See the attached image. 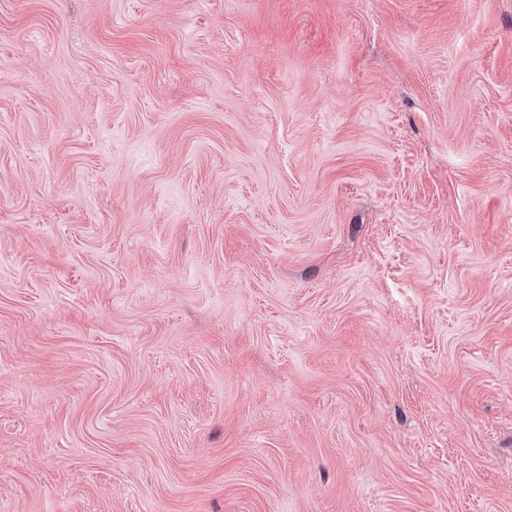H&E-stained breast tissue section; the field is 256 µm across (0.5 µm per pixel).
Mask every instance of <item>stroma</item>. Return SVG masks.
Segmentation results:
<instances>
[{
	"label": "stroma",
	"instance_id": "1",
	"mask_svg": "<svg viewBox=\"0 0 512 512\" xmlns=\"http://www.w3.org/2000/svg\"><path fill=\"white\" fill-rule=\"evenodd\" d=\"M0 512H512V0H0Z\"/></svg>",
	"mask_w": 512,
	"mask_h": 512
}]
</instances>
